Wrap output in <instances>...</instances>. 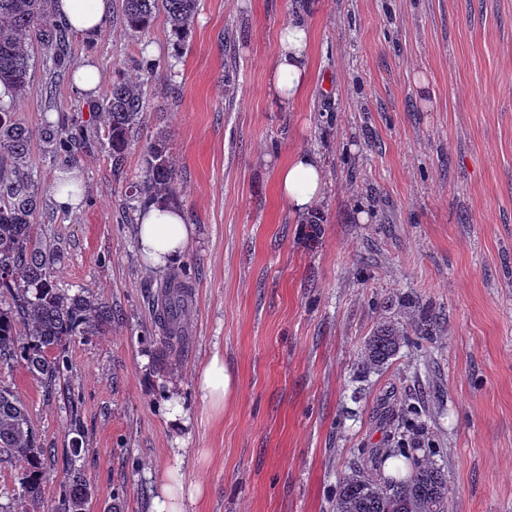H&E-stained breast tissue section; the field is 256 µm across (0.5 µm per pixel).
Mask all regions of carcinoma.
Wrapping results in <instances>:
<instances>
[{"label":"carcinoma","instance_id":"carcinoma-1","mask_svg":"<svg viewBox=\"0 0 512 512\" xmlns=\"http://www.w3.org/2000/svg\"><path fill=\"white\" fill-rule=\"evenodd\" d=\"M51 0H0V83L24 94L30 90L31 55L28 40L36 36L57 71L74 65L62 50L66 31L45 23ZM124 24L133 31L148 29L164 13L177 41L186 37L198 11V0H122ZM142 84L126 77L112 81L102 99L107 117L105 142L112 165L122 166L129 134L144 111ZM32 134L13 122L11 113L0 112V294L11 297L12 306L0 309V368L21 364L50 393L69 364L63 347L77 336H89L112 324V306L83 294L69 295L53 283L57 255L42 247L33 224L37 196L23 164L29 155ZM55 157L73 160L92 142L74 121L62 133L48 138ZM178 176L163 137L146 148L142 179L132 186L129 198L141 205L152 201H178ZM187 274L177 277L166 292L159 325L177 321L191 296ZM404 332L388 324L368 341L361 357L365 370L384 366L399 349ZM159 357L183 347L180 335L171 332L160 339ZM46 451L31 424L27 407L8 386L0 385V459L25 464L20 486L33 512H87L92 486L79 470L67 473L69 494L56 506L45 503L42 473ZM448 482L430 458L415 464L411 475L380 482L355 467L343 475L336 494V512H447Z\"/></svg>","mask_w":512,"mask_h":512}]
</instances>
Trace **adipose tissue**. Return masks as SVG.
<instances>
[{
	"label": "adipose tissue",
	"instance_id": "1",
	"mask_svg": "<svg viewBox=\"0 0 512 512\" xmlns=\"http://www.w3.org/2000/svg\"><path fill=\"white\" fill-rule=\"evenodd\" d=\"M112 12V0H54L52 15L70 31L90 38L103 29ZM311 35L301 20L289 22L280 34L278 52L271 69L270 92L280 104L299 99L308 86V53ZM280 197L298 213L318 205L326 189L319 157L299 151L278 171ZM184 211L177 205L151 203L142 208L135 228L137 255L150 271H164L181 263L193 236ZM196 391L213 411H222L237 393V378L220 354H213L195 378ZM205 494L202 483L183 480L180 465H172L157 477V493L150 512H186L185 506Z\"/></svg>",
	"mask_w": 512,
	"mask_h": 512
}]
</instances>
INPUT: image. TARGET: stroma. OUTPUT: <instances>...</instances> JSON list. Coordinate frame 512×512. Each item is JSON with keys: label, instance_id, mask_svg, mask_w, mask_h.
Returning <instances> with one entry per match:
<instances>
[{"label": "stroma", "instance_id": "obj_1", "mask_svg": "<svg viewBox=\"0 0 512 512\" xmlns=\"http://www.w3.org/2000/svg\"><path fill=\"white\" fill-rule=\"evenodd\" d=\"M299 17L310 81L284 107L268 84L279 34ZM67 52L93 59L104 85L142 79L146 104L121 170L100 147L76 163L73 214L53 200L61 164L40 133L75 116L103 128L101 95H76L38 46L31 90L9 107L33 134L34 222L60 257L55 284L114 312L67 343L55 394L23 366L0 372L51 453L46 498L64 497L78 436L88 512H150L177 453L185 480L207 489L187 512H336L350 467L383 478L381 452L414 439L411 459L431 456L448 477V512H512V0H199L181 43L161 14L127 29L112 0L101 33L70 35ZM144 57L160 64L153 78ZM160 134L194 226L184 345L162 362L156 310L175 272L137 260L129 198ZM300 149L327 179L306 215L276 190ZM404 294L436 315L432 336L415 333ZM384 324L407 335L363 370ZM216 351L239 384L219 414L195 392ZM169 390L190 419L180 435L163 415Z\"/></svg>", "mask_w": 512, "mask_h": 512}]
</instances>
